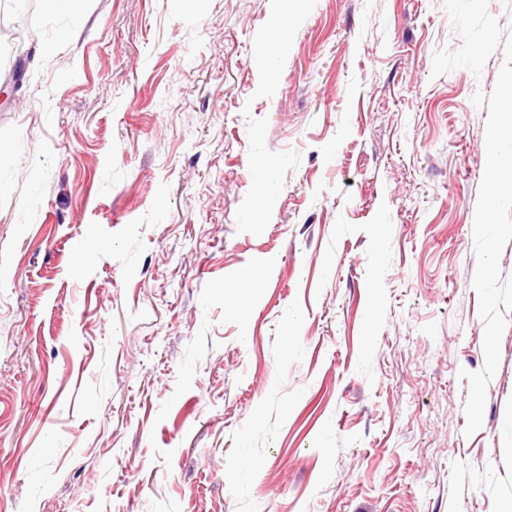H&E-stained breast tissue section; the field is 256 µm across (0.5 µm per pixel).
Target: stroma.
<instances>
[{
	"instance_id": "stroma-1",
	"label": "stroma",
	"mask_w": 512,
	"mask_h": 512,
	"mask_svg": "<svg viewBox=\"0 0 512 512\" xmlns=\"http://www.w3.org/2000/svg\"><path fill=\"white\" fill-rule=\"evenodd\" d=\"M12 24L0 512L512 495V313L470 436L459 375L484 365L472 97L502 52L433 76L461 45L444 0H30Z\"/></svg>"
}]
</instances>
